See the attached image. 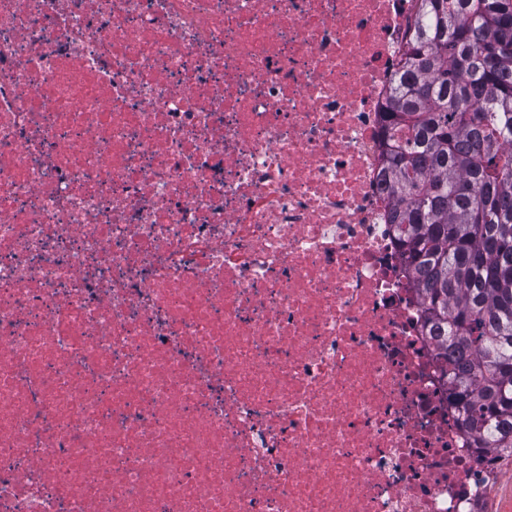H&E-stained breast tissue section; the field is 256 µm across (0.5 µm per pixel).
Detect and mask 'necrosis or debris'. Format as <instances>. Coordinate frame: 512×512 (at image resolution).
<instances>
[{
	"label": "necrosis or debris",
	"mask_w": 512,
	"mask_h": 512,
	"mask_svg": "<svg viewBox=\"0 0 512 512\" xmlns=\"http://www.w3.org/2000/svg\"><path fill=\"white\" fill-rule=\"evenodd\" d=\"M420 0H0V512H484L395 242Z\"/></svg>",
	"instance_id": "necrosis-or-debris-1"
}]
</instances>
